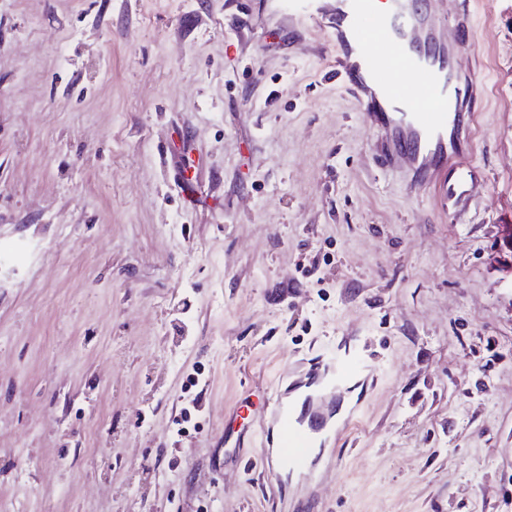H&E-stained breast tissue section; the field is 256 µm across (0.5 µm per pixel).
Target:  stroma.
I'll use <instances>...</instances> for the list:
<instances>
[{"mask_svg":"<svg viewBox=\"0 0 512 512\" xmlns=\"http://www.w3.org/2000/svg\"><path fill=\"white\" fill-rule=\"evenodd\" d=\"M465 6L461 215L281 0H0V512H512V0ZM348 332L380 382L277 487L224 414Z\"/></svg>","mask_w":512,"mask_h":512,"instance_id":"1","label":"stroma"}]
</instances>
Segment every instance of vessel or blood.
<instances>
[{"label":"vessel or blood","mask_w":512,"mask_h":512,"mask_svg":"<svg viewBox=\"0 0 512 512\" xmlns=\"http://www.w3.org/2000/svg\"><path fill=\"white\" fill-rule=\"evenodd\" d=\"M289 19L311 22L335 48L336 77L355 93L379 131L375 152L405 173L410 190L469 206L473 176L471 105L477 75L453 64L459 46L475 38L460 17L443 18L421 0H288ZM378 380V365L357 334L338 341L280 376L264 403L261 435L239 424V410L224 415V441L235 447L259 439L261 458L281 487L312 481L325 449L357 424Z\"/></svg>","instance_id":"1"}]
</instances>
